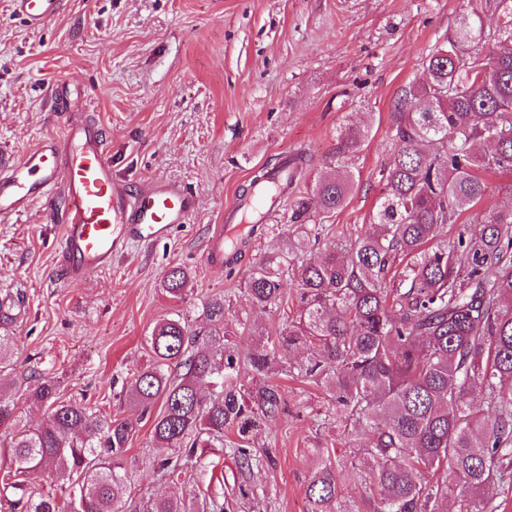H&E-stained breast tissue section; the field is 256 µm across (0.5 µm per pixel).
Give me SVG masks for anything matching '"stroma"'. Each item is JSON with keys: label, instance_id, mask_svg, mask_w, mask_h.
I'll return each mask as SVG.
<instances>
[{"label": "stroma", "instance_id": "stroma-1", "mask_svg": "<svg viewBox=\"0 0 512 512\" xmlns=\"http://www.w3.org/2000/svg\"><path fill=\"white\" fill-rule=\"evenodd\" d=\"M473 10L487 29L502 22L497 0H63L59 15L34 31L0 0V161L20 160L59 134L64 119L49 93L57 82L77 113L105 129L116 177L174 181L198 202L167 240L132 245L111 269L77 285L56 278L63 226L43 205L0 223V292L22 298L20 319L0 325V336L12 339L0 393L21 423L36 427L47 417V407L29 398L42 378L54 380L61 401L132 421L136 432L121 457L128 512L170 495L211 512H309L317 448L339 471L345 504L364 507L369 489L359 463L367 437L337 420L328 393L300 374L308 350L282 352L265 380L281 397L275 418L243 436L225 430L223 444L198 450L176 480L152 442L161 403L142 412L127 390L148 360L153 327L177 319L200 329L210 299H223L232 322L246 324L243 353L296 318L295 286L260 309L246 290L249 274L286 249L295 202L311 196L350 123L369 129L350 162L357 183L343 208L304 217L323 227L308 257L364 234L398 147V104L422 81L426 56ZM297 154L304 174L274 219L255 225L236 265L209 266L208 239L253 173ZM175 267L189 279L173 300L162 281ZM239 448L249 451L251 468L241 467Z\"/></svg>", "mask_w": 512, "mask_h": 512}]
</instances>
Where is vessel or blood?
<instances>
[{
    "label": "vessel or blood",
    "instance_id": "obj_1",
    "mask_svg": "<svg viewBox=\"0 0 512 512\" xmlns=\"http://www.w3.org/2000/svg\"><path fill=\"white\" fill-rule=\"evenodd\" d=\"M61 6L62 0H11L13 13L33 29L46 26ZM52 193L66 205L58 275L70 284L110 267L131 244L167 238L172 226L188 223L197 208L181 184L156 180L138 189L118 180L104 133L75 116L65 120L61 135L44 139L0 170V222L18 218ZM227 237L224 227L212 235L206 253L210 266L236 263Z\"/></svg>",
    "mask_w": 512,
    "mask_h": 512
}]
</instances>
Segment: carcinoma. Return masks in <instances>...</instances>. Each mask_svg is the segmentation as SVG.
I'll use <instances>...</instances> for the list:
<instances>
[{
    "label": "carcinoma",
    "mask_w": 512,
    "mask_h": 512,
    "mask_svg": "<svg viewBox=\"0 0 512 512\" xmlns=\"http://www.w3.org/2000/svg\"><path fill=\"white\" fill-rule=\"evenodd\" d=\"M503 25L485 32L480 17L459 18L455 30L426 57V80L411 86L400 103L395 139L400 144L385 174L374 224L355 243L326 249L301 264L299 319L278 335L251 346L247 361L265 376L282 351L312 350L303 370L330 393L336 416L364 423L369 432L366 476L370 512H437L453 497L457 512H495L490 486L512 471V208L480 221L457 239L442 230L475 209L485 195L487 173L512 174V0H498ZM368 129L348 124L312 196L292 210L329 214L346 204L355 176L348 160ZM479 140L491 149L478 154ZM305 158L283 162L288 194ZM409 262L398 284L387 276L398 258ZM288 254L258 264L247 281L253 304L272 305L288 285ZM188 274L170 270L163 290L185 291ZM207 329L192 331L178 319L157 323L147 338L152 363L139 371L129 398L148 409L163 400L153 422L154 447L187 449V455L224 439V429L245 435L279 410L273 387L258 392V409L234 384L239 349L223 299L204 307ZM218 392L205 400L198 385ZM484 405L469 401L475 389ZM33 402L50 408L48 421L14 431L11 467L1 493L21 512H62L49 491H31V471L77 475L69 512H126L119 457L135 429L125 419L100 415L77 402H59L46 379ZM16 407L0 396V426L15 425ZM306 495L310 512L339 501L340 477L315 449ZM142 512H193L185 499H149Z\"/></svg>",
    "instance_id": "obj_1"
}]
</instances>
